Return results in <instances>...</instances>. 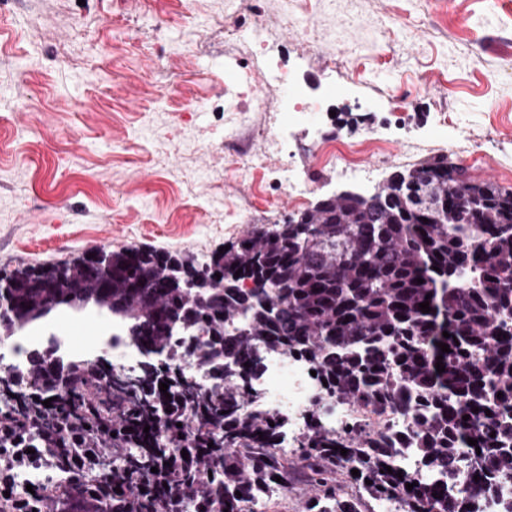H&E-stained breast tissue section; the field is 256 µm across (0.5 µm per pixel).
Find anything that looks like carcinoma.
Listing matches in <instances>:
<instances>
[{"mask_svg":"<svg viewBox=\"0 0 512 512\" xmlns=\"http://www.w3.org/2000/svg\"><path fill=\"white\" fill-rule=\"evenodd\" d=\"M395 174L426 177L435 204L416 208L389 182L372 204L337 201L300 214L302 224L254 228L211 255L213 271L189 253L139 246L110 251L105 284L83 265L89 250L0 268V338L60 310L107 312L130 342L154 352L130 373L65 363L52 348L27 353L21 368L0 361V449L33 442L62 473L112 462V473L51 493L35 511L19 502L12 512H251L261 488L292 480L277 452L286 420L249 407L264 353L309 363L327 381L319 404L344 400L375 414L406 407L418 421L401 444L361 426L330 432L311 409L296 438L315 488L307 512H361L336 487L340 475L374 500L401 501L403 512H483L498 479L512 475V188L475 181L443 156ZM172 264L211 277V287L196 298L175 286ZM41 278L55 284L46 294L31 287ZM83 297L92 304L79 311L72 301ZM175 309L206 332L205 342L176 340L167 327ZM239 319L244 331L226 329ZM186 354L223 368L224 387L188 382L179 370ZM416 449L441 472L466 457L478 481L463 496L435 482L407 489L396 455Z\"/></svg>","mask_w":512,"mask_h":512,"instance_id":"cac0c4a2","label":"carcinoma"}]
</instances>
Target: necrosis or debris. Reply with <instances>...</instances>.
<instances>
[{
  "instance_id": "4bbe7bcc",
  "label": "necrosis or debris",
  "mask_w": 512,
  "mask_h": 512,
  "mask_svg": "<svg viewBox=\"0 0 512 512\" xmlns=\"http://www.w3.org/2000/svg\"><path fill=\"white\" fill-rule=\"evenodd\" d=\"M289 72L281 69H266L260 84L261 91L256 92L253 101L254 111L265 109L264 88L275 87L285 90L289 118L306 117L326 111L328 102L321 97L301 98L290 87ZM322 164L341 178H358L363 174L364 157H372L377 162H387L390 146L381 141L375 133H366L361 139L346 148L336 146L335 136L324 138L315 148ZM244 173L263 172L270 188L277 194L292 201L303 202L309 187L307 182L298 179L289 167L276 170L265 168L258 160H250L242 167ZM55 343L60 354L68 359L87 362L92 350L111 352L112 364L116 369L130 371L138 366L139 352L123 334L120 323H113L110 332L89 338L86 345L57 336L55 332L40 330L29 332L13 340L9 348V360L15 366H23L26 352L35 342ZM258 396L253 406L260 410L278 414L288 422L292 432H300L304 416L315 400L318 382L311 374L310 366L301 360L285 354L268 355L264 358L263 372L256 382ZM323 425L332 431H340L358 424L369 428H381L396 440L411 439L417 429L411 411L397 410L376 416L347 403H335L322 411ZM92 476L85 471L66 475L54 472L43 449L27 453L23 448H11L0 451V512L12 505L15 498L26 495L27 491L43 493L47 490H65L70 486L90 482Z\"/></svg>"
}]
</instances>
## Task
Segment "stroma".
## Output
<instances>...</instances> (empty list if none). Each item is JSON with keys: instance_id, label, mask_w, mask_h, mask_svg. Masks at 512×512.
<instances>
[{"instance_id": "1", "label": "stroma", "mask_w": 512, "mask_h": 512, "mask_svg": "<svg viewBox=\"0 0 512 512\" xmlns=\"http://www.w3.org/2000/svg\"><path fill=\"white\" fill-rule=\"evenodd\" d=\"M264 14L303 87L351 84L325 129L353 141L377 129L388 163L332 177L304 128L268 149L288 120L273 93L240 124L223 65L246 74L261 59L239 0H14L0 11V266L130 244L207 254L282 223L296 206L234 168L230 133L268 166L307 172L308 209L446 153L512 187V0H264ZM314 39L342 56L316 53ZM396 87L408 91L399 125L384 121Z\"/></svg>"}]
</instances>
